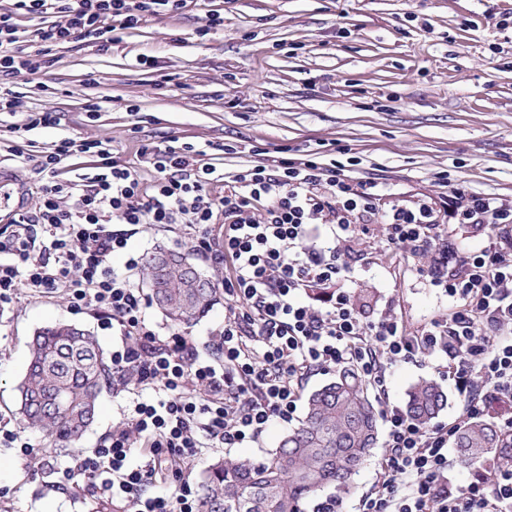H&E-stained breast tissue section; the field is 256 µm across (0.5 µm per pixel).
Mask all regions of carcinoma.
I'll use <instances>...</instances> for the list:
<instances>
[{"instance_id":"1","label":"carcinoma","mask_w":512,"mask_h":512,"mask_svg":"<svg viewBox=\"0 0 512 512\" xmlns=\"http://www.w3.org/2000/svg\"><path fill=\"white\" fill-rule=\"evenodd\" d=\"M143 277L152 301L179 325L207 314L221 292L193 261L192 249L159 248L144 258ZM112 367L90 331L54 324L35 331L26 371L17 385L22 425L46 435L56 448L78 443L94 422L103 384ZM447 395L420 379L407 391L406 408L421 425L444 409ZM378 443V423L369 387L351 369L311 392L305 418L260 459H218L202 471L200 512H304L306 503L329 490L349 494ZM468 462L493 458L512 464V436L489 419L469 421L454 440Z\"/></svg>"}]
</instances>
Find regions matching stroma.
<instances>
[{
	"label": "stroma",
	"instance_id": "obj_1",
	"mask_svg": "<svg viewBox=\"0 0 512 512\" xmlns=\"http://www.w3.org/2000/svg\"><path fill=\"white\" fill-rule=\"evenodd\" d=\"M211 8L223 10L224 28L198 38V19ZM145 56L152 66L141 65ZM0 90L18 102L16 114H0V187L11 195L0 203V227L12 205L37 207L39 157L62 137L106 141L113 161L133 167L142 145L190 142L223 173L250 164L257 149L349 154L405 191L438 194L444 171L451 183L512 198V0H187L181 13L125 31L108 52L65 45L51 67ZM90 101L98 111H86ZM36 111L56 113L58 125L14 139L9 125ZM227 144L240 153H224ZM189 242L180 224H143L130 239L142 256ZM352 249L366 316L392 295L409 327L447 314V298L403 275L381 235ZM58 322L90 330L105 351L120 343L99 310H72L60 291L21 290L0 313V424L15 420L31 337ZM437 376L430 358L393 368L389 397L404 403L413 382ZM137 394L151 392L106 386L94 425L68 451L27 431L39 467L0 445V512H125L87 481L56 485L55 472L96 448Z\"/></svg>",
	"mask_w": 512,
	"mask_h": 512
}]
</instances>
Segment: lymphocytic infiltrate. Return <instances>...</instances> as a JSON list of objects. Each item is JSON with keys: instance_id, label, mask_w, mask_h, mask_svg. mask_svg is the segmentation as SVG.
<instances>
[{"instance_id": "f902f5d3", "label": "lymphocytic infiltrate", "mask_w": 512, "mask_h": 512, "mask_svg": "<svg viewBox=\"0 0 512 512\" xmlns=\"http://www.w3.org/2000/svg\"><path fill=\"white\" fill-rule=\"evenodd\" d=\"M186 0H14L0 13V81L48 67L53 47L75 40L106 52L119 30L147 17L180 13ZM33 15L37 49L24 45L17 16ZM78 153L98 156L94 171L61 183V164ZM153 175L109 161L97 140L69 137L42 153L40 205L21 209L0 234V306L19 288L64 290L71 308L95 307L116 322L127 341L112 352V379L150 387L133 399L128 416L92 455L59 469L60 485L83 477L128 512H200L199 494L183 467L206 448L255 443L272 421L291 423L305 381L337 367L354 368L383 403L385 453L354 512H512V466L471 465L466 484L455 480L448 445L469 420L491 417L512 434V200L438 184L440 198L400 199L393 184L361 174L358 157L260 158L220 173L191 143L143 145ZM223 183V193L211 190ZM68 194L69 207L59 197ZM328 224L332 244L308 245V227ZM182 223L195 251L224 270V328L201 356L185 337L162 334L146 322L147 300L127 277L140 257L129 248L128 226ZM223 224L214 236V224ZM485 233L482 247L458 252L449 225ZM382 233L392 254L448 298L446 317L408 331L386 303L366 319L351 291L350 244ZM47 244L37 247L38 236ZM126 255V274L112 267ZM429 257L426 266L414 264ZM327 289L315 305L312 289ZM464 402L448 424L429 427L389 398L386 371L424 356ZM142 465L132 466L135 449ZM169 493L149 496L153 483Z\"/></svg>"}]
</instances>
